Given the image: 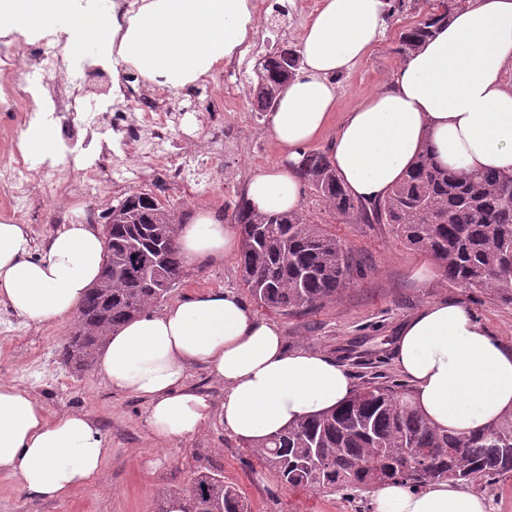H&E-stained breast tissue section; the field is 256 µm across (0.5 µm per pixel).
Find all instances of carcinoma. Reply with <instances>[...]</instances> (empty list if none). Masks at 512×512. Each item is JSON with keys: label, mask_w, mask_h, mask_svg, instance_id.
I'll use <instances>...</instances> for the list:
<instances>
[{"label": "carcinoma", "mask_w": 512, "mask_h": 512, "mask_svg": "<svg viewBox=\"0 0 512 512\" xmlns=\"http://www.w3.org/2000/svg\"><path fill=\"white\" fill-rule=\"evenodd\" d=\"M427 9L400 37L407 55L432 28L470 0H425ZM302 62L299 51L266 54L257 68L260 112L274 110L280 84ZM301 179L340 217L367 211L393 225L407 247L431 255L442 277L462 288L512 302V173L454 171L424 148L399 183L366 208L351 197L325 153H303ZM230 222L242 239V281L260 307L285 314L310 312L336 300L351 280L353 259L336 236L301 212L261 213L244 196ZM112 278L100 280L79 306L78 321L61 345L62 363L91 368L109 335L163 301L185 260L172 241L174 213L156 195L131 192L108 208ZM262 464L290 490L340 493L357 499L378 485L413 491L448 482L491 492L512 478V413L468 436L433 426L410 391L374 376L345 404L305 418L256 447ZM180 512H248L239 487L219 472L200 474L179 499Z\"/></svg>", "instance_id": "1"}]
</instances>
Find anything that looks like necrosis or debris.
Returning <instances> with one entry per match:
<instances>
[{"label":"necrosis or debris","instance_id":"obj_1","mask_svg":"<svg viewBox=\"0 0 512 512\" xmlns=\"http://www.w3.org/2000/svg\"><path fill=\"white\" fill-rule=\"evenodd\" d=\"M59 46L51 33L32 46L18 32L0 35V114L28 126L54 129L56 136L54 152L48 156H26L16 144L0 152V207L9 217L35 220L44 201L34 179L57 173L63 160L83 171L79 182L64 185L65 194L87 201L106 190L126 191V159L141 141L151 146L153 168L169 172L175 188L185 194L206 178V155L236 149L235 136L220 134L212 137L205 151L181 150L171 105L162 103L159 96L125 87L118 93L127 100V107L109 105L108 93L98 92L89 78L91 61H80L71 76H62ZM23 69L27 80L16 81V73ZM37 95L42 96L43 105L36 111L30 102Z\"/></svg>","mask_w":512,"mask_h":512}]
</instances>
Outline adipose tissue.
Wrapping results in <instances>:
<instances>
[{
  "label": "adipose tissue",
  "mask_w": 512,
  "mask_h": 512,
  "mask_svg": "<svg viewBox=\"0 0 512 512\" xmlns=\"http://www.w3.org/2000/svg\"><path fill=\"white\" fill-rule=\"evenodd\" d=\"M385 0H321L301 36L303 65L280 88L268 113L285 161L249 181L245 198L265 213L298 210L303 152L327 138V156L356 199L387 196L424 145L457 170L512 172V0H472L415 52L391 84L332 126V78L371 51ZM98 13L71 0H0V27H47L66 34L65 58L105 50ZM253 0H142L112 26L117 54L148 83L176 92L223 67L249 40ZM187 262L223 261L239 252L233 225L201 210L179 225ZM28 225L0 223V303L35 324L76 314L99 278L106 240L90 224L62 225L33 259ZM393 360L413 399L436 426L465 436L512 412V349L462 302L428 303L400 327ZM224 383L225 432L259 444L289 424L347 402L356 386L324 352L288 349L273 322L258 318L234 291L208 289L159 311H146L110 337L99 358L113 390L148 403L159 442L194 434L210 405L185 384L192 364ZM111 455L96 419L83 411L49 417L27 387L0 382V473L26 495L62 500L91 485ZM375 512H492L490 500L437 484L414 492L388 483L374 491Z\"/></svg>",
  "instance_id": "obj_1"
}]
</instances>
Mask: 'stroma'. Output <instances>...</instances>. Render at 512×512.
Here are the masks:
<instances>
[{
  "mask_svg": "<svg viewBox=\"0 0 512 512\" xmlns=\"http://www.w3.org/2000/svg\"><path fill=\"white\" fill-rule=\"evenodd\" d=\"M420 8L419 0H404L386 21L374 49L334 76L333 124L391 82L403 60L397 52L401 33ZM164 98L193 120L186 148L202 150L214 133L209 113L218 100L216 90L202 93L191 86ZM224 124L235 130L239 146L213 159L209 180L195 187L193 195L176 194L168 172L150 169L135 190L168 201L181 222L200 209L223 216L252 175L281 159L264 113L254 109L252 94L240 99L237 111L225 113ZM301 210L336 234L354 259V271L342 296L317 311L283 315L256 308L259 318L281 328L289 348L330 353L358 384L377 374L396 380L400 374L392 349L400 324L428 302L443 298L465 303L492 336L512 347V303L444 280L432 257L402 245L391 225L370 224L357 214L336 216L311 189L303 191ZM217 288L248 298L237 256L187 264L168 300ZM75 325L72 319L35 325L0 305V381L31 386L50 416L70 410L90 413L112 455L97 483L63 500L28 497L16 477L0 473V512H154L158 495L181 497L195 475L215 468L225 481L240 487L251 512H341L340 494L282 489L253 447L225 432L219 417L224 385L204 365L190 367L187 385L210 403L208 420L193 435L157 441L147 423L145 401L112 390L98 370L76 375L61 363L57 351Z\"/></svg>",
  "mask_w": 512,
  "mask_h": 512,
  "instance_id": "35a3bbf8",
  "label": "stroma"
}]
</instances>
